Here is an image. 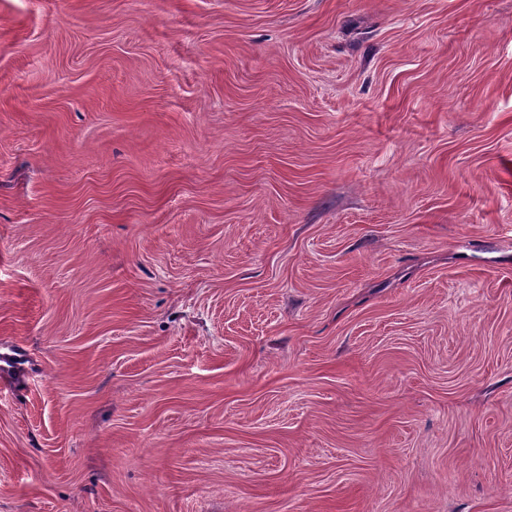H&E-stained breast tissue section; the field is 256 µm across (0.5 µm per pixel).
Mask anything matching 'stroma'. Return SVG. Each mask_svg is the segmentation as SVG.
<instances>
[{
	"instance_id": "35a3bbf8",
	"label": "stroma",
	"mask_w": 512,
	"mask_h": 512,
	"mask_svg": "<svg viewBox=\"0 0 512 512\" xmlns=\"http://www.w3.org/2000/svg\"><path fill=\"white\" fill-rule=\"evenodd\" d=\"M0 512H512V0H0Z\"/></svg>"
}]
</instances>
